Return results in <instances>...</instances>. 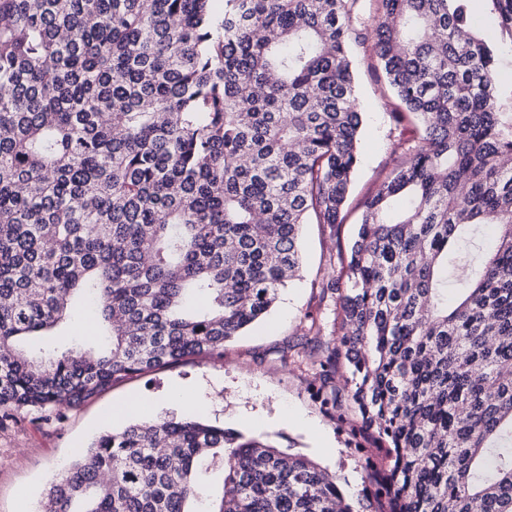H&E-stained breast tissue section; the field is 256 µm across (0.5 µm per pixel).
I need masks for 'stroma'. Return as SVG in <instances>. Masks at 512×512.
<instances>
[{
    "label": "stroma",
    "instance_id": "stroma-1",
    "mask_svg": "<svg viewBox=\"0 0 512 512\" xmlns=\"http://www.w3.org/2000/svg\"><path fill=\"white\" fill-rule=\"evenodd\" d=\"M351 54L363 122L342 223L303 225L299 277L281 291L263 321L225 344L223 356H195L117 379L59 418L18 412L0 421V512H23L27 500L41 499L53 474L107 430L104 417L113 408L139 399L148 404L145 417L183 415V407L164 402L175 389L191 393L209 422L314 460L342 481L357 512H369L362 495L365 462L375 458L376 445L361 432L345 375L322 372L315 362L339 346L325 286L347 258L364 200L403 162L402 144L419 131L412 120L396 121L400 103L370 45L352 46ZM310 317L320 320L319 334L307 332Z\"/></svg>",
    "mask_w": 512,
    "mask_h": 512
}]
</instances>
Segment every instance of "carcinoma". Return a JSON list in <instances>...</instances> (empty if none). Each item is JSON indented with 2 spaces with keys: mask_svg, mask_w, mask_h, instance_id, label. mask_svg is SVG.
<instances>
[{
  "mask_svg": "<svg viewBox=\"0 0 512 512\" xmlns=\"http://www.w3.org/2000/svg\"><path fill=\"white\" fill-rule=\"evenodd\" d=\"M0 0V412L77 406L224 344L342 222L349 46L421 135L363 203L335 292L372 512H512V124L471 0ZM512 40V0H489ZM464 288L448 300V279ZM93 339L57 333L74 300ZM57 336L33 350V336ZM356 512L338 478L198 416L108 430L42 512ZM206 506L218 511L224 496V472L222 466L212 467L204 476Z\"/></svg>",
  "mask_w": 512,
  "mask_h": 512,
  "instance_id": "cac0c4a2",
  "label": "carcinoma"
}]
</instances>
